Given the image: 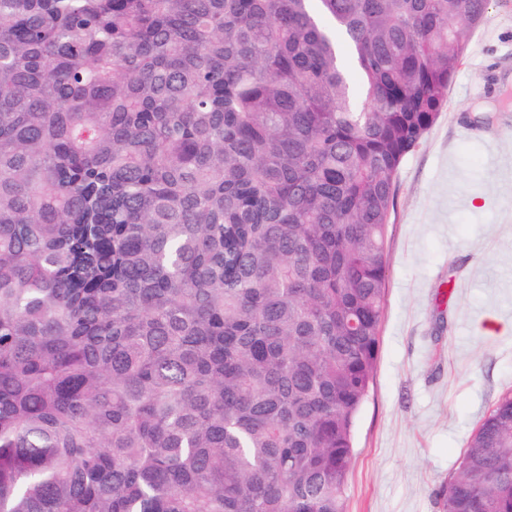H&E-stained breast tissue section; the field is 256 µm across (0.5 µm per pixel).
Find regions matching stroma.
Returning a JSON list of instances; mask_svg holds the SVG:
<instances>
[{"mask_svg":"<svg viewBox=\"0 0 512 512\" xmlns=\"http://www.w3.org/2000/svg\"><path fill=\"white\" fill-rule=\"evenodd\" d=\"M380 350L345 512H438L512 392V0H491L448 101L394 182Z\"/></svg>","mask_w":512,"mask_h":512,"instance_id":"obj_1","label":"stroma"}]
</instances>
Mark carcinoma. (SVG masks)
Returning <instances> with one entry per match:
<instances>
[{"label":"carcinoma","mask_w":512,"mask_h":512,"mask_svg":"<svg viewBox=\"0 0 512 512\" xmlns=\"http://www.w3.org/2000/svg\"><path fill=\"white\" fill-rule=\"evenodd\" d=\"M490 0H0V512H345L393 181ZM439 512H512V394Z\"/></svg>","instance_id":"1"}]
</instances>
